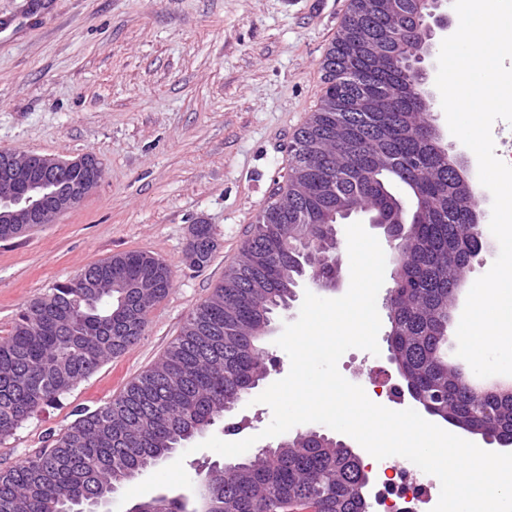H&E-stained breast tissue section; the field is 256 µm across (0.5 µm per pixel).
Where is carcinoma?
<instances>
[{"label": "carcinoma", "instance_id": "obj_1", "mask_svg": "<svg viewBox=\"0 0 512 512\" xmlns=\"http://www.w3.org/2000/svg\"><path fill=\"white\" fill-rule=\"evenodd\" d=\"M386 41L391 30L384 15L370 10L362 18L350 10L342 32L323 62V99L414 79L410 59L393 63L386 55L368 64L352 58L358 29ZM411 129L429 123L410 90L392 112L391 123ZM374 120L361 112L325 115L319 107L297 137L318 141L316 154L292 150L286 186L268 202L274 224L254 225L238 264L187 317L161 360L131 380L110 402L83 410L52 445L20 464L0 470V512H83L131 481L135 469L155 466L197 433L224 419L225 406L237 405L263 381L269 355L262 346L268 331L260 316L284 309L289 289H270L263 298L248 288L258 271L273 276L271 265L293 276L312 272L322 278L333 255L320 249V225L312 223L323 198L319 172L334 164L345 176L344 195L373 216L399 204L419 213L407 226L404 263L397 267L402 286L394 307L398 332L387 338L402 362L406 388L448 422L462 420L481 436L512 446V398L497 399L469 383L464 370L448 363V324L463 275L488 248L474 224L477 205L460 197L457 170L441 162L438 150L412 134L377 141ZM106 262L84 269V278L101 280ZM172 272L162 264L158 287L146 296L116 289L101 280L92 294L79 278L56 286L20 314L10 336L0 342V440L14 434L41 408L89 378L101 362L121 355L145 331L147 314L165 299ZM223 330L224 350L213 351L201 335ZM280 452L258 451L233 462L227 472L209 468V480L222 492L223 512H288L294 503L314 512H368L360 458L340 441L301 433Z\"/></svg>", "mask_w": 512, "mask_h": 512}]
</instances>
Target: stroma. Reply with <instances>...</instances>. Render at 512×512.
I'll return each instance as SVG.
<instances>
[{
	"label": "stroma",
	"mask_w": 512,
	"mask_h": 512,
	"mask_svg": "<svg viewBox=\"0 0 512 512\" xmlns=\"http://www.w3.org/2000/svg\"><path fill=\"white\" fill-rule=\"evenodd\" d=\"M350 0H0V148L98 158L75 208L0 241V337L84 267L144 251L172 270L141 339L0 440V469L50 446L81 410L149 369L211 293L288 174L320 105L322 60ZM216 247L191 267L194 225ZM272 411L240 402L211 435L236 442Z\"/></svg>",
	"instance_id": "stroma-1"
}]
</instances>
